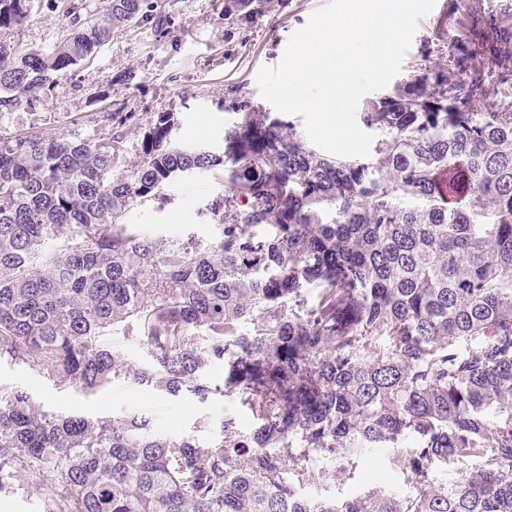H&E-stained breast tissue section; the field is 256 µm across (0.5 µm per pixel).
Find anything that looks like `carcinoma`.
Masks as SVG:
<instances>
[{
    "label": "carcinoma",
    "mask_w": 512,
    "mask_h": 512,
    "mask_svg": "<svg viewBox=\"0 0 512 512\" xmlns=\"http://www.w3.org/2000/svg\"><path fill=\"white\" fill-rule=\"evenodd\" d=\"M34 2L0 0V123L48 101L113 29L165 21L157 0L73 6L41 52L15 39ZM248 2L224 15L250 18ZM488 29L477 46L506 78L512 28ZM474 56L459 40L367 102L363 158L321 154L244 104L221 155L173 144L171 112L131 152L137 112L99 113L82 140L0 130V361L85 395L131 380L219 396L259 423L226 415L207 442L142 415L45 411L0 384V492L21 476L44 512H512V100ZM195 170L228 179L201 210L216 242L124 223ZM121 324L150 365L102 342ZM368 448L400 450L416 492L302 495V462ZM472 458L484 465L462 469ZM448 467L457 478H432Z\"/></svg>",
    "instance_id": "1"
}]
</instances>
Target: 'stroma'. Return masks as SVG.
Masks as SVG:
<instances>
[{
  "mask_svg": "<svg viewBox=\"0 0 512 512\" xmlns=\"http://www.w3.org/2000/svg\"><path fill=\"white\" fill-rule=\"evenodd\" d=\"M161 3L167 14L163 27L146 24L114 30L93 59L60 82L47 106L33 115L14 114L12 125L33 123L45 132H57L59 114L88 117L97 112L89 95L103 90L113 104L125 105L127 111L140 113L145 121L156 112L173 113L177 125L172 140L177 145L223 152L224 131L236 120L227 109L230 100L235 98L254 109L271 111V104L257 85L258 70L278 64L291 35L329 0H264L259 11L247 20L225 18L224 0ZM468 3L469 0H437L432 12L418 23L402 66L403 74L426 72L429 63L424 53L428 45L440 39L452 42L461 33V21L477 28V20L467 17ZM72 5L86 15L101 10L104 0H60L53 10L47 9L45 0H37L31 19L18 31L21 43L34 50L51 49L67 27V10ZM220 189L219 180L206 172L177 177L166 189L168 204L134 205L125 221L143 225L154 237L175 238L192 233L205 244H212L218 231L199 217L198 210ZM0 383L20 387L48 411H80L95 417L144 415L161 432L197 433L207 441L220 439V423L228 412L238 414L244 430L257 426L251 413L236 404L221 399L202 404L187 392L173 399L132 381L113 384L85 397L58 388L28 366L2 361ZM203 415L209 416L211 425L199 433L195 422ZM329 470V465L323 463L309 464L305 493L333 498L372 489L405 494L413 491L404 461L392 448L370 450L347 472L333 476Z\"/></svg>",
  "mask_w": 512,
  "mask_h": 512,
  "instance_id": "35a3bbf8",
  "label": "stroma"
}]
</instances>
